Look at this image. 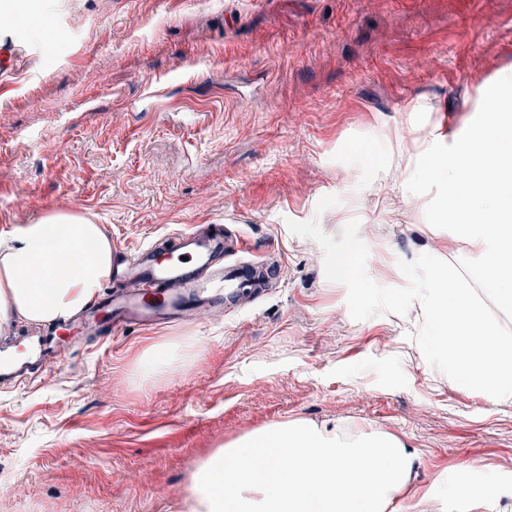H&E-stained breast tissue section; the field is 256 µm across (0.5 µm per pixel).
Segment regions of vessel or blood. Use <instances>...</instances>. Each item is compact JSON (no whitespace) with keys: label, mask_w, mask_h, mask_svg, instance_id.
<instances>
[{"label":"vessel or blood","mask_w":512,"mask_h":512,"mask_svg":"<svg viewBox=\"0 0 512 512\" xmlns=\"http://www.w3.org/2000/svg\"><path fill=\"white\" fill-rule=\"evenodd\" d=\"M177 257L160 256L153 244L136 252L114 257L116 281L103 298L91 302L76 316L62 323L64 330L95 328L109 334L128 326L171 325L190 320L191 310L205 309L244 290L264 286L255 266L239 261L242 239L214 234H175ZM41 342L28 345L25 358L0 355V380L23 377L42 354Z\"/></svg>","instance_id":"vessel-or-blood-1"}]
</instances>
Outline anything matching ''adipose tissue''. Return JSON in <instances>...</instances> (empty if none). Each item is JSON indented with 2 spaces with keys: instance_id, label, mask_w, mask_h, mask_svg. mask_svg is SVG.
Here are the masks:
<instances>
[{
  "instance_id": "ef3b65f1",
  "label": "adipose tissue",
  "mask_w": 512,
  "mask_h": 512,
  "mask_svg": "<svg viewBox=\"0 0 512 512\" xmlns=\"http://www.w3.org/2000/svg\"><path fill=\"white\" fill-rule=\"evenodd\" d=\"M467 131L432 135L418 156L391 153L408 181L437 189L432 223L447 255L426 269L420 305L432 360L451 382L512 406V78L484 92ZM112 273L102 225L54 213L0 240V333L59 321L85 307ZM421 456L402 438L336 420L267 425L218 449L195 474L187 512H399L424 503Z\"/></svg>"
}]
</instances>
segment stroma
<instances>
[{
    "mask_svg": "<svg viewBox=\"0 0 512 512\" xmlns=\"http://www.w3.org/2000/svg\"><path fill=\"white\" fill-rule=\"evenodd\" d=\"M53 17L47 56L33 17ZM0 67V235L55 211L132 251L224 224L268 294L102 341L41 325L49 379L0 386V512H185L200 463L266 425L336 419L512 512V407L427 360L415 299L448 229L391 143L461 134L512 76V0H38ZM190 343L143 380L151 347Z\"/></svg>",
    "mask_w": 512,
    "mask_h": 512,
    "instance_id": "obj_1",
    "label": "stroma"
}]
</instances>
